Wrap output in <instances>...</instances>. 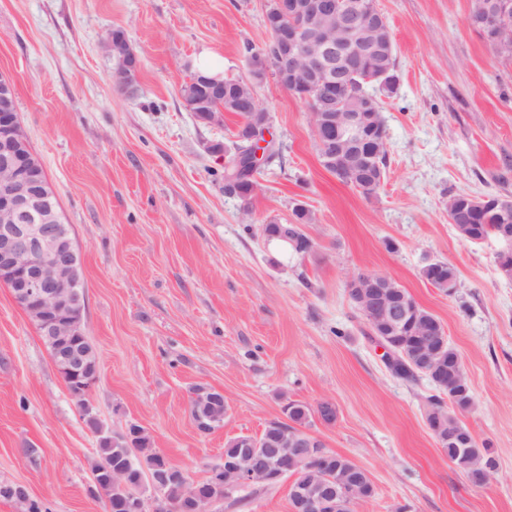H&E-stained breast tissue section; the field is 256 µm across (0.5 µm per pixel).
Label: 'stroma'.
<instances>
[{
    "label": "stroma",
    "mask_w": 512,
    "mask_h": 512,
    "mask_svg": "<svg viewBox=\"0 0 512 512\" xmlns=\"http://www.w3.org/2000/svg\"><path fill=\"white\" fill-rule=\"evenodd\" d=\"M400 78L382 98L385 180L374 196L320 163L309 107L274 77L254 92L283 148L251 203L224 192L237 118L199 122L180 90L202 53L221 76L249 77L270 40L265 0H0V74L81 253L84 325L99 357L89 398L105 429L146 428L152 447L196 481L224 445L260 436L288 402L308 430L371 475L354 512H512V279L495 238L462 239L457 194L512 198V59L468 23L471 0H376ZM120 28L140 58L137 96L116 89L104 41ZM311 254L266 240L263 224L296 207ZM442 261L444 293L421 269ZM390 277L442 322L472 390L461 422L497 466L474 485L429 431L434 388L387 367L349 299L348 279ZM222 391L223 424L199 432L193 388ZM336 409L323 421L321 403ZM98 436L35 325L0 284V483L45 512H108L92 467ZM289 482L245 486L217 512H290Z\"/></svg>",
    "instance_id": "stroma-1"
}]
</instances>
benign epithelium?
<instances>
[{
    "label": "benign epithelium",
    "mask_w": 512,
    "mask_h": 512,
    "mask_svg": "<svg viewBox=\"0 0 512 512\" xmlns=\"http://www.w3.org/2000/svg\"><path fill=\"white\" fill-rule=\"evenodd\" d=\"M512 9V0H473L469 25L488 34L489 43L502 55L512 54V24L504 16ZM266 23L271 32L275 53L270 59L256 53L249 59L251 80H236L253 88L252 82L271 72L285 88L297 91L296 97L313 102L323 96L327 106L315 107L312 128L316 146L335 152L341 169L351 170L349 160H361L360 148L371 144L380 154L384 139L374 136L378 129L380 101L363 92L350 91L351 70L346 62L372 56L377 60L376 79L379 88L390 92L399 86L395 67L389 60L394 50L392 33L383 13L375 3L366 0H266ZM140 60L130 46L115 57L113 75L120 78V89L134 96L139 91L137 74ZM210 95L224 97V102L238 112L259 113L260 121L241 130L240 139L258 142L260 149L252 162L258 167L266 162L263 147L273 146L259 140L268 134L269 115L259 105L254 93L239 89L225 94L228 82L220 76H200ZM336 129V143L324 142L323 131ZM55 191L48 181L39 159L28 144L22 129L13 81L0 75V280H7L15 302L26 312L40 335L59 343L54 364L77 400L85 422L97 420L89 393L98 380V370L89 371L79 349L71 344L75 336H83L73 307L86 301L83 281L76 272L77 245L62 231L61 215L51 207ZM488 202L486 197L470 196L449 202L452 211H476ZM504 216L493 225L491 235L502 244L497 253V267L512 277V209L501 206ZM348 292L355 295L369 326L392 335L407 315L392 291L402 287L385 275L362 272L347 281ZM433 332L422 330L416 356L424 365L435 358L431 346ZM277 444L282 460L272 464L264 459V449L255 440L246 441L243 454L236 460L224 461L217 467L224 478L225 494L249 485L271 487L284 477L301 473L308 481L295 487L294 512H336L337 495L334 475L335 454L323 441L305 430L278 425ZM154 494L144 498L136 491L126 498L127 512H176V507L163 492L168 473L145 470ZM178 477L186 497L192 499L194 512H214L217 500L199 493V482L191 481L183 471Z\"/></svg>",
    "instance_id": "1"
}]
</instances>
